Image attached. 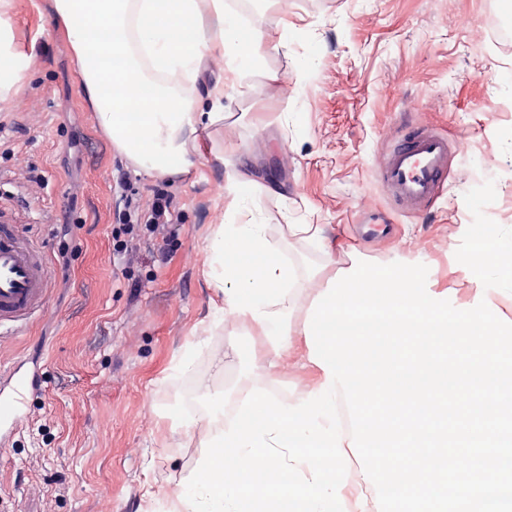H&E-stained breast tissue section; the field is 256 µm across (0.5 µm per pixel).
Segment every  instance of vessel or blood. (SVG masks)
Wrapping results in <instances>:
<instances>
[{"label": "vessel or blood", "instance_id": "obj_1", "mask_svg": "<svg viewBox=\"0 0 512 512\" xmlns=\"http://www.w3.org/2000/svg\"><path fill=\"white\" fill-rule=\"evenodd\" d=\"M453 146L430 129H419L397 142L379 167L388 194L406 210L419 212L439 192ZM52 272L43 254L23 240L15 220L0 207V327L26 323L48 302ZM9 392L0 391V427L22 419L21 395L28 376L10 372Z\"/></svg>", "mask_w": 512, "mask_h": 512}]
</instances>
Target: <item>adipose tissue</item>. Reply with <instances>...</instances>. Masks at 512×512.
Returning a JSON list of instances; mask_svg holds the SVG:
<instances>
[{"label": "adipose tissue", "mask_w": 512, "mask_h": 512, "mask_svg": "<svg viewBox=\"0 0 512 512\" xmlns=\"http://www.w3.org/2000/svg\"><path fill=\"white\" fill-rule=\"evenodd\" d=\"M20 0H0V103L22 99L39 63L36 39L16 27ZM54 24L66 36L85 102L115 153L149 177L175 181L197 169L204 154L223 162L219 149H205L204 130L223 124L224 99L264 84L283 83L277 70L262 69L273 47L307 34L282 21L270 44L261 28L244 29L231 0H50ZM213 82L205 74L211 65ZM246 163L226 173L216 223L203 248L204 277L214 295L213 321L232 316L262 333L276 382L284 358L309 365L307 344L295 325V272L258 224L259 196Z\"/></svg>", "instance_id": "1"}]
</instances>
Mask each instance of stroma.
<instances>
[{
    "mask_svg": "<svg viewBox=\"0 0 512 512\" xmlns=\"http://www.w3.org/2000/svg\"><path fill=\"white\" fill-rule=\"evenodd\" d=\"M490 0H288L311 35L268 64L284 75L252 98L224 101L214 140L226 163L247 157L261 187L257 218L298 264L309 304L350 263L423 264L455 304L473 286L455 258L473 220L464 195L493 180L485 214L512 228V44L476 37ZM41 62L24 102L0 109V201L55 277L47 310L0 336V371L38 369L23 422L0 446V512H145V488L165 500L198 469V436L177 432L182 385L212 419L251 385L265 341L239 321L212 323L202 247L223 184H170L135 174L98 129L66 40L31 10ZM413 128L462 148L439 197L414 214L384 190L383 153ZM178 217L144 236L123 264L113 250L127 195L149 209L155 191ZM319 224L325 260L292 227ZM191 362H183L187 346Z\"/></svg>",
    "mask_w": 512,
    "mask_h": 512,
    "instance_id": "stroma-1",
    "label": "stroma"
}]
</instances>
